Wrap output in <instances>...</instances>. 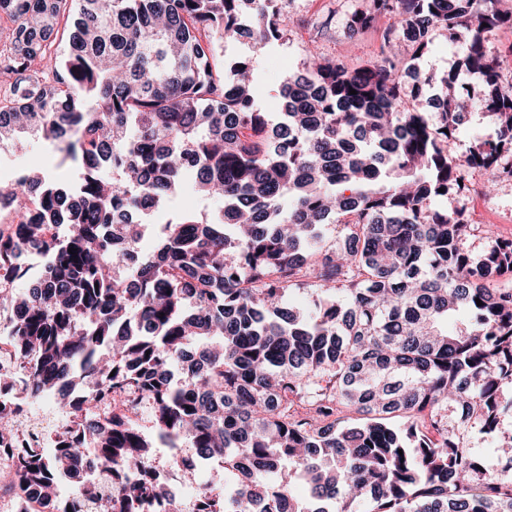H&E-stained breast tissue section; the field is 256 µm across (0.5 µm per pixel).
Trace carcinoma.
Returning a JSON list of instances; mask_svg holds the SVG:
<instances>
[{"label": "carcinoma", "mask_w": 512, "mask_h": 512, "mask_svg": "<svg viewBox=\"0 0 512 512\" xmlns=\"http://www.w3.org/2000/svg\"><path fill=\"white\" fill-rule=\"evenodd\" d=\"M490 3L373 0L351 25L396 18L379 58L351 71L309 53L273 114L255 58L229 59L221 43L244 23L257 47L283 40L276 0H0L12 24L0 148L35 137L76 169L67 182L27 171L0 186L14 203L0 223L13 352L0 388L16 387L0 402V446L39 400L112 401L110 415L58 427L49 453L16 448L0 490L52 498L82 467L110 478L76 483L59 512H157L162 446L237 476L231 490L200 485L197 512H512V473L478 466L484 453L465 441L477 427L512 459L499 451L512 286H497L512 277V238L483 229L476 253L477 228L434 206L462 189L450 141L469 107L497 132L466 164L493 182L512 171V85L482 38L512 15ZM439 29L452 43L469 34L464 65L481 93L428 75L422 85L441 86L430 120L409 105L402 71ZM187 195L221 200L216 219L180 214ZM146 211L162 217L147 253ZM325 224L340 227L334 245ZM32 250L44 264L21 291ZM309 283L327 299L285 302ZM141 398L146 428L127 416ZM342 408L357 414L347 427ZM294 477L309 486L304 503Z\"/></svg>", "instance_id": "1"}]
</instances>
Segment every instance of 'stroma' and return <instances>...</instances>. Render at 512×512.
<instances>
[{"label": "stroma", "instance_id": "35a3bbf8", "mask_svg": "<svg viewBox=\"0 0 512 512\" xmlns=\"http://www.w3.org/2000/svg\"><path fill=\"white\" fill-rule=\"evenodd\" d=\"M279 5L288 22L285 42L258 51L249 43H237L226 49L227 54L234 56H255L266 85L262 106L269 112L278 109L275 96L278 81L284 73L300 67L305 48L318 47L324 56L341 60L353 70L376 60L382 34L392 22L391 16L381 14L370 27L349 26L350 16L369 11L372 0H279ZM463 56V44L449 45L447 38L439 33L429 51L418 61L417 69L423 75L453 73L459 85L468 86L473 79L460 66ZM494 137L492 120L479 111H472L454 135V154L458 159H465L476 144ZM16 168L38 169L54 179L67 174V166L60 157L33 140L19 149L0 150V181L9 182ZM486 180L485 171L465 168V191L449 196L444 206L452 212L464 209L470 223L496 225L500 235L512 238V181L497 182L489 191L485 188Z\"/></svg>", "mask_w": 512, "mask_h": 512}]
</instances>
